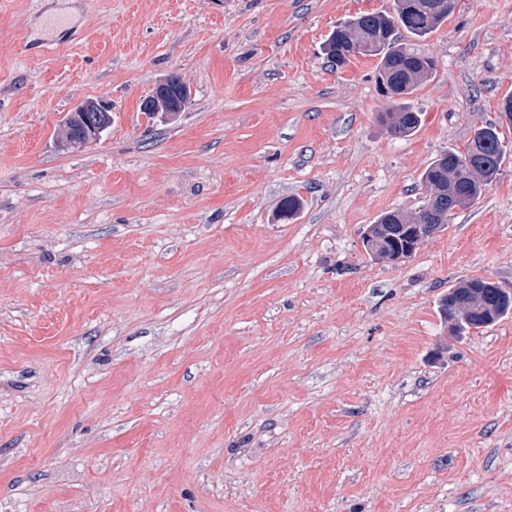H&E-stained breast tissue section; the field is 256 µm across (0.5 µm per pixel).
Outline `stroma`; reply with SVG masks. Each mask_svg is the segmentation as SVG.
I'll return each mask as SVG.
<instances>
[{
  "mask_svg": "<svg viewBox=\"0 0 512 512\" xmlns=\"http://www.w3.org/2000/svg\"><path fill=\"white\" fill-rule=\"evenodd\" d=\"M393 0H0V512H512V159L406 262L440 153L512 95V0H459L388 132L337 23ZM182 112L145 114L169 75ZM112 104L97 144L62 119ZM302 199L293 218L278 206ZM404 236L407 238V243L404 248L397 249L391 254V257L387 259L392 264H399L412 257L415 251L418 249L420 243L424 239V235L421 233L419 228H409L405 230ZM489 282V283H487ZM490 279L475 278L461 282L458 286L448 289V294L439 299V314L444 323H448L451 318V306L456 304H469V313L466 316H460L452 325V331L457 334H464L467 330L479 328L483 325V316L493 311L496 315V321L506 317L511 313L512 307H505L503 301L508 305L511 296H503V291L497 285H493ZM478 295H474L473 291ZM451 302V303H450ZM474 311V312H473Z\"/></svg>",
  "mask_w": 512,
  "mask_h": 512,
  "instance_id": "35a3bbf8",
  "label": "stroma"
}]
</instances>
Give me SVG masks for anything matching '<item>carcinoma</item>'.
Instances as JSON below:
<instances>
[{"label": "carcinoma", "instance_id": "carcinoma-1", "mask_svg": "<svg viewBox=\"0 0 512 512\" xmlns=\"http://www.w3.org/2000/svg\"><path fill=\"white\" fill-rule=\"evenodd\" d=\"M448 0H394L393 11L366 13L351 17L336 26L326 41L328 59L337 63L349 61L355 43L365 39L372 44L368 57L380 59L377 82L395 89L391 99L393 110L386 113L389 130L405 137L419 126V114L407 103V96L430 79L436 70L435 61L407 42V37L421 38L448 19ZM509 157L503 145L499 126L490 123L477 129L461 151L451 148L432 161L420 180L426 188L425 199L418 211L407 214L386 212L377 221L375 240L367 253L377 259L388 255L384 243L390 238L402 239L401 231L410 224H422L431 236L448 226L451 213L473 204L488 185L493 183L502 164ZM503 291L481 278L464 281L448 289L439 299L441 319L449 321L452 304H469L470 312L460 316L452 331L463 334L482 326L483 316L492 311L500 320L512 312L502 303Z\"/></svg>", "mask_w": 512, "mask_h": 512}]
</instances>
